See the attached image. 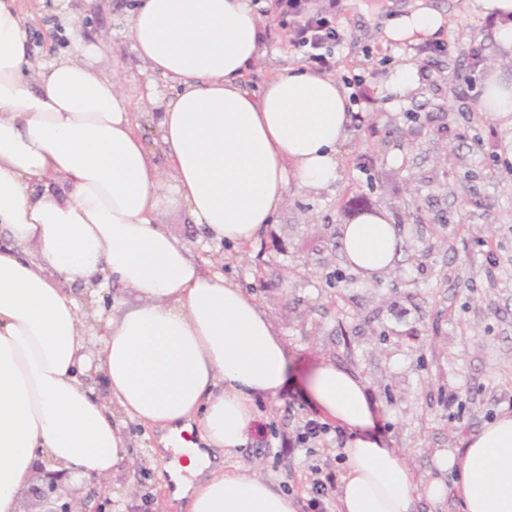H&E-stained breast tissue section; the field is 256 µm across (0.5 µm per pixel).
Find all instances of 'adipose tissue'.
Instances as JSON below:
<instances>
[{
    "instance_id": "ef3b65f1",
    "label": "adipose tissue",
    "mask_w": 512,
    "mask_h": 512,
    "mask_svg": "<svg viewBox=\"0 0 512 512\" xmlns=\"http://www.w3.org/2000/svg\"><path fill=\"white\" fill-rule=\"evenodd\" d=\"M494 23L512 52V0H463ZM453 19L416 4L382 21L383 45L440 39ZM252 0H139L129 18L137 58L172 89L159 168L110 62L73 29L74 51L48 64L28 54L20 0H0V512H19L36 465L70 479L103 480L127 465L128 424L177 431L190 512H298L297 499L238 469H203L204 448L225 457L249 439L255 399L288 381V346L254 296L193 256L159 224L178 200L214 243L254 244L289 187L338 177L351 115L335 76L287 65L260 91L245 75L267 49ZM480 111L512 118V79L492 70ZM396 225L381 211L342 225L355 273H385L399 257ZM116 282L135 305L89 332L96 296ZM95 342V363L86 347ZM101 374L102 402L87 386ZM321 420L351 434L338 477V512H418L454 494L461 512H512V415L483 426L463 451L438 456L452 482H417L400 453L372 434L364 381L330 361L304 381Z\"/></svg>"
}]
</instances>
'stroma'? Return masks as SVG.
Here are the masks:
<instances>
[{"label": "stroma", "mask_w": 512, "mask_h": 512, "mask_svg": "<svg viewBox=\"0 0 512 512\" xmlns=\"http://www.w3.org/2000/svg\"><path fill=\"white\" fill-rule=\"evenodd\" d=\"M133 0H69L65 10L21 0L28 34L42 62L69 46L79 27L86 42L122 69L121 89L140 115V133L154 139L160 112L145 100L169 85L145 70L128 36ZM391 0H344L336 20L344 40L333 76L360 78L369 102L356 105L352 138L339 177L310 192L290 189L288 203L254 245L232 247L203 238L187 210L167 204L160 221L194 255L253 293L288 345L290 372L305 378L320 361L358 374L383 412L380 432L422 481L438 478L439 452L463 449L490 416L512 411V127L483 117L473 105L484 69H471L472 49L498 56L485 21L460 16L442 40L385 46L377 40ZM469 34L457 39L458 29ZM269 52L246 76L261 89L275 70L301 65L302 53L268 23ZM414 63L421 93L398 103L379 96L393 67ZM386 211L399 229L401 256L379 279L355 276L339 243L340 227L365 211ZM308 268L309 281L291 284L289 272ZM340 272L325 282V272ZM464 408H448L449 393ZM260 414L239 466L297 495L312 512L308 469L340 473L337 443L292 448L288 438L315 411L296 386L257 402ZM134 457L145 468H121L109 482L113 494L156 498L157 476L173 452L165 431L143 434L129 426Z\"/></svg>", "instance_id": "obj_1"}]
</instances>
